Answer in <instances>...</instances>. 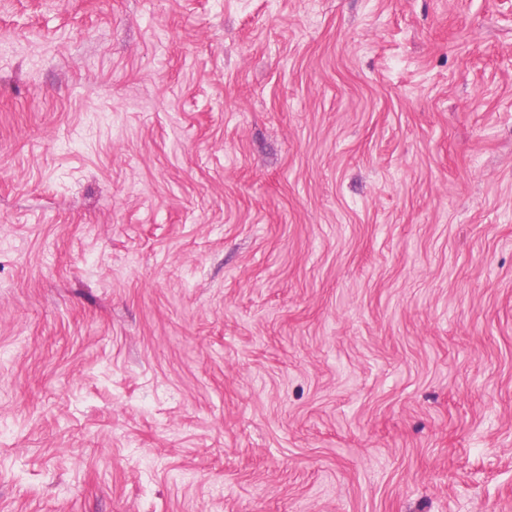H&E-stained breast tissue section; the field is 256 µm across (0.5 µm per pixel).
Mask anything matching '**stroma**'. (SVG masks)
I'll return each instance as SVG.
<instances>
[{
	"mask_svg": "<svg viewBox=\"0 0 512 512\" xmlns=\"http://www.w3.org/2000/svg\"><path fill=\"white\" fill-rule=\"evenodd\" d=\"M0 512H512V0H0Z\"/></svg>",
	"mask_w": 512,
	"mask_h": 512,
	"instance_id": "1",
	"label": "stroma"
}]
</instances>
